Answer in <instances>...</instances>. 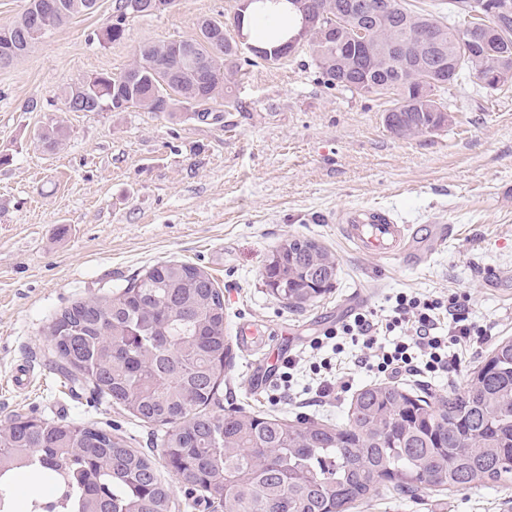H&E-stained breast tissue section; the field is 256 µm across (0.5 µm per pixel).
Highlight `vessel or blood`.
<instances>
[{
    "label": "vessel or blood",
    "instance_id": "1",
    "mask_svg": "<svg viewBox=\"0 0 512 512\" xmlns=\"http://www.w3.org/2000/svg\"><path fill=\"white\" fill-rule=\"evenodd\" d=\"M338 221L346 238L376 257L390 258L416 248L410 225L397 223L388 211L359 207L343 213Z\"/></svg>",
    "mask_w": 512,
    "mask_h": 512
}]
</instances>
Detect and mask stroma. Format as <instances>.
<instances>
[{
    "mask_svg": "<svg viewBox=\"0 0 512 512\" xmlns=\"http://www.w3.org/2000/svg\"><path fill=\"white\" fill-rule=\"evenodd\" d=\"M114 5L97 0L92 13L51 30L0 68V423L21 414L125 432L170 482L175 512H206L186 508L188 493L163 460L160 431L72 393L45 334L71 303L168 260L201 268L224 293L228 408L345 422L354 394L372 381L351 354L340 356L349 388L327 403L303 406L309 381L300 370L286 399L271 396L283 357L308 352L357 298L380 317L400 292L468 298L484 334L461 354L452 377L428 380L437 395L464 387L498 340L512 338V83L491 90L465 76L443 96L447 124L402 138L386 125L390 97L326 89L303 44L279 65L245 67L237 105L216 120L135 107L70 111L65 87L119 73L140 45L192 37L201 19L237 7L236 0H176L165 12L128 18L124 39L110 43L102 32ZM32 100L38 107L30 111ZM52 124L67 139L50 151L35 134ZM363 204L383 207L420 235L439 223L449 233L415 263L373 257L336 222L340 211ZM298 235L335 257L337 275L328 292L291 308L262 272L272 251ZM242 322L277 332V341L242 350L235 334ZM20 364L36 378L26 392L10 382ZM355 512H512V487L475 484L415 498L380 493Z\"/></svg>",
    "mask_w": 512,
    "mask_h": 512,
    "instance_id": "obj_1",
    "label": "stroma"
}]
</instances>
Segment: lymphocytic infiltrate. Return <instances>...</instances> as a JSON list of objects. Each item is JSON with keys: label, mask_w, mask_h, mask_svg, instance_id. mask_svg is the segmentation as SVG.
I'll return each mask as SVG.
<instances>
[{"label": "lymphocytic infiltrate", "mask_w": 512, "mask_h": 512, "mask_svg": "<svg viewBox=\"0 0 512 512\" xmlns=\"http://www.w3.org/2000/svg\"><path fill=\"white\" fill-rule=\"evenodd\" d=\"M392 333L396 341L383 343V336ZM482 334V327L470 318L467 297L401 292L390 315L380 319L356 313L315 337L310 347L315 350L327 344L337 354L356 347L357 366L377 378H432L453 373L456 358L450 355V347L477 343Z\"/></svg>", "instance_id": "f902f5d3"}]
</instances>
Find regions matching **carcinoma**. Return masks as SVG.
<instances>
[{
	"instance_id": "1",
	"label": "carcinoma",
	"mask_w": 512,
	"mask_h": 512,
	"mask_svg": "<svg viewBox=\"0 0 512 512\" xmlns=\"http://www.w3.org/2000/svg\"><path fill=\"white\" fill-rule=\"evenodd\" d=\"M9 29L11 55L0 68L25 55L36 39H25L30 9ZM64 13L48 24L60 27L94 11L97 0H63ZM152 0H115L104 32L124 38L128 16H149ZM316 20L307 41L324 83L362 97L396 95L386 124L402 137L443 125L441 94L462 76H482L496 59L512 67V25L497 37V56L477 44L459 45L461 28L450 18L474 23L468 0H448V12L416 13L405 0H390L388 17L355 38L357 20L347 0H307ZM245 10L225 20L204 18L192 37L193 57L178 59L175 42L139 46L120 74H99L67 87L73 112H124L125 103L173 115L186 107L200 120L213 103L231 98L245 64L277 65L285 42L261 45L249 57L238 40ZM432 27L455 53L447 84L434 85L418 64L414 35ZM335 29L338 48L325 49L318 35ZM353 60L358 76L347 73ZM210 66L209 83L197 86L192 66ZM355 80L371 83L361 92ZM66 137L50 125L38 134L50 149ZM336 261L304 236L285 240L265 267L272 293L290 307L322 295L336 280ZM61 372L73 383L123 407L139 422L164 429L163 457L174 479L196 494L194 503L224 512H352L379 492L461 491L476 482L512 485V339L498 342L471 372L464 388L438 398L426 389L370 383L351 400L346 421L215 409L223 407L221 374L230 346L224 336V296L212 278L189 263L154 266L123 287L62 310L47 327ZM28 472L51 487L31 500L30 512H172V491L152 457L121 435L53 418L17 415L0 425V512L11 504L15 475Z\"/></svg>"
}]
</instances>
